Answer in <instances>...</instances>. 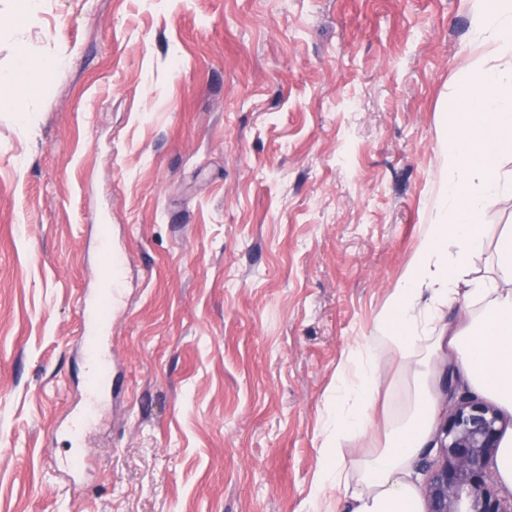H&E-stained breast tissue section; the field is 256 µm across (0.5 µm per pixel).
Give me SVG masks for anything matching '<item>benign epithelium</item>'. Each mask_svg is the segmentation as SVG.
<instances>
[{
	"instance_id": "7a95c632",
	"label": "benign epithelium",
	"mask_w": 512,
	"mask_h": 512,
	"mask_svg": "<svg viewBox=\"0 0 512 512\" xmlns=\"http://www.w3.org/2000/svg\"><path fill=\"white\" fill-rule=\"evenodd\" d=\"M444 395L448 410L435 438L436 458L420 463L427 512H512V499L499 496L489 470L506 426L501 412L460 390L450 369Z\"/></svg>"
}]
</instances>
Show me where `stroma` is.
Listing matches in <instances>:
<instances>
[{
  "mask_svg": "<svg viewBox=\"0 0 512 512\" xmlns=\"http://www.w3.org/2000/svg\"><path fill=\"white\" fill-rule=\"evenodd\" d=\"M475 0H43L0 112V512H308L336 373L439 198ZM123 256L81 439L78 298ZM386 374L378 428L409 407ZM81 456L69 474L56 464Z\"/></svg>",
  "mask_w": 512,
  "mask_h": 512,
  "instance_id": "35a3bbf8",
  "label": "stroma"
}]
</instances>
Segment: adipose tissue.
<instances>
[{
    "label": "adipose tissue",
    "instance_id": "1",
    "mask_svg": "<svg viewBox=\"0 0 512 512\" xmlns=\"http://www.w3.org/2000/svg\"><path fill=\"white\" fill-rule=\"evenodd\" d=\"M495 66H487V59ZM466 95L441 140L448 176L441 202L410 261L401 288L390 295L373 336L351 345L336 379V410L322 430L316 487L351 486L349 512H422L416 462L430 442L433 401L427 382L440 350L474 389L512 410V233L490 240L479 216L503 190L501 156L512 152V0H476L471 56L461 69ZM493 244L496 278L460 290V272ZM466 297L458 321L446 318ZM415 384L407 416L391 426L382 447L349 459L345 442L367 434L386 356Z\"/></svg>",
    "mask_w": 512,
    "mask_h": 512
}]
</instances>
